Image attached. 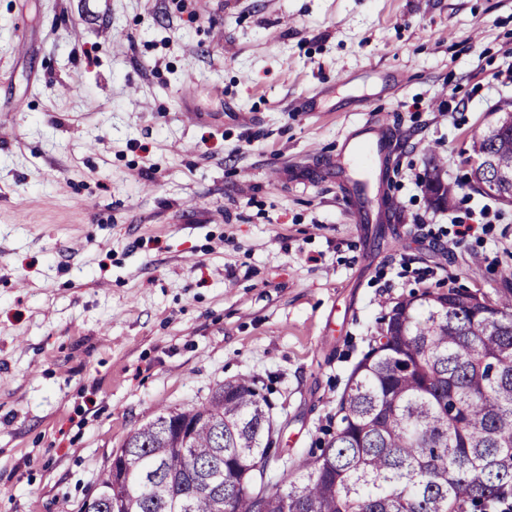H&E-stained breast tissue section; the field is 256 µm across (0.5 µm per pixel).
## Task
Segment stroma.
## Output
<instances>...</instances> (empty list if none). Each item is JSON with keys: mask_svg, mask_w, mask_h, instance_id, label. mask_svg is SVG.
<instances>
[{"mask_svg": "<svg viewBox=\"0 0 512 512\" xmlns=\"http://www.w3.org/2000/svg\"><path fill=\"white\" fill-rule=\"evenodd\" d=\"M506 108L512 0H0V512H81L241 378L296 465L397 301L512 295V207L468 181ZM372 113L382 227L335 165ZM363 129L365 136L360 140L367 142L373 154V162L376 164L377 157L380 160L386 159L396 140L395 131L376 114H370V118L363 124Z\"/></svg>", "mask_w": 512, "mask_h": 512, "instance_id": "stroma-1", "label": "stroma"}]
</instances>
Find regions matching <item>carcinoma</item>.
Segmentation results:
<instances>
[{
	"mask_svg": "<svg viewBox=\"0 0 512 512\" xmlns=\"http://www.w3.org/2000/svg\"><path fill=\"white\" fill-rule=\"evenodd\" d=\"M473 188L512 175V110L472 141ZM426 190L449 207L438 176ZM293 473L249 380L135 428L84 512H497L512 496V297L424 288L396 302Z\"/></svg>",
	"mask_w": 512,
	"mask_h": 512,
	"instance_id": "cac0c4a2",
	"label": "carcinoma"
}]
</instances>
